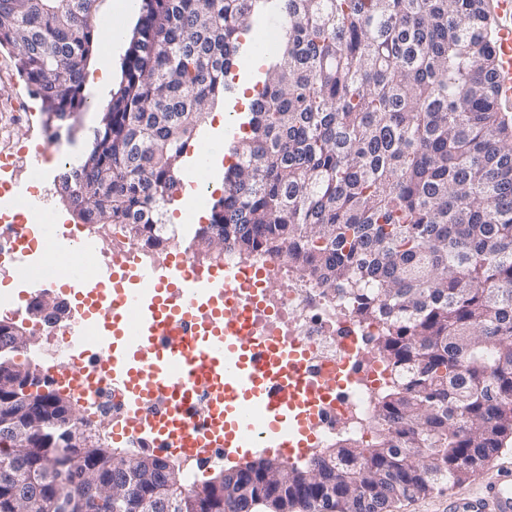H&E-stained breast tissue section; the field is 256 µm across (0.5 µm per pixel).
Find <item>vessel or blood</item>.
Listing matches in <instances>:
<instances>
[{
  "mask_svg": "<svg viewBox=\"0 0 512 512\" xmlns=\"http://www.w3.org/2000/svg\"><path fill=\"white\" fill-rule=\"evenodd\" d=\"M495 19L497 105L512 107V0H491ZM235 285L229 270L189 273L183 259L145 283L112 281V302L81 301L74 342H92L94 360L83 375L103 374L131 393L132 405L112 428L155 447L201 458L253 448L278 455L306 453L314 436L304 405V375L287 348L253 342L230 327L224 294ZM164 398L165 413L143 404ZM439 512H512V464L488 467L474 490L442 498Z\"/></svg>",
  "mask_w": 512,
  "mask_h": 512,
  "instance_id": "b4317fda",
  "label": "vessel or blood"
}]
</instances>
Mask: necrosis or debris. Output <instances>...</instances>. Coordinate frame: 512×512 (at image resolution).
Here are the masks:
<instances>
[{
    "mask_svg": "<svg viewBox=\"0 0 512 512\" xmlns=\"http://www.w3.org/2000/svg\"><path fill=\"white\" fill-rule=\"evenodd\" d=\"M38 194L33 182L0 180V263H11L21 240L34 267L47 269L68 252L72 237L93 236L90 226L78 224L55 233L49 242L38 237L36 227L52 223L51 213L21 210ZM224 264L240 271L250 284L242 295L230 298L231 316L258 342H280L298 353L313 383L335 384L318 417V443L347 437L367 440L377 396L390 377L372 349L379 323L359 317L344 298L326 292L282 258L228 253ZM80 390L93 420L127 410L130 404L123 389L104 380L87 382Z\"/></svg>",
    "mask_w": 512,
    "mask_h": 512,
    "instance_id": "4bbe7bcc",
    "label": "necrosis or debris"
}]
</instances>
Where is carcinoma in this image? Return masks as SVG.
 <instances>
[{"mask_svg":"<svg viewBox=\"0 0 512 512\" xmlns=\"http://www.w3.org/2000/svg\"><path fill=\"white\" fill-rule=\"evenodd\" d=\"M97 0H0V47L57 140L87 107L103 37ZM270 0H140L121 79L60 200L82 224L162 232L197 130L236 92L240 35ZM277 50L233 132L224 196L208 227L224 250L280 255L381 323L390 384L368 441L339 439L229 512H391L473 477L512 444V124L496 107L483 0H278ZM63 413L30 448L0 435V512H46L33 475L92 470L77 512H136L112 493L136 450Z\"/></svg>","mask_w":512,"mask_h":512,"instance_id":"carcinoma-1","label":"carcinoma"}]
</instances>
